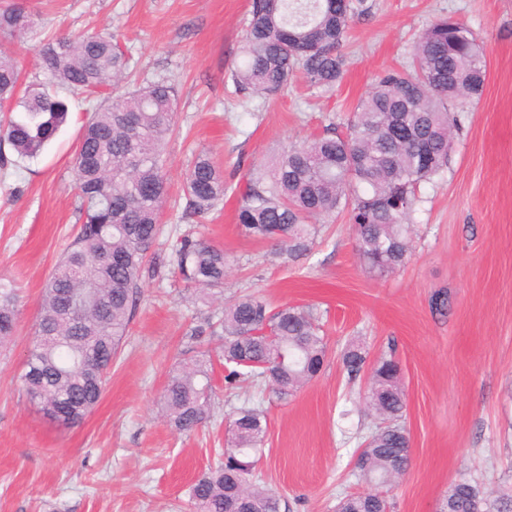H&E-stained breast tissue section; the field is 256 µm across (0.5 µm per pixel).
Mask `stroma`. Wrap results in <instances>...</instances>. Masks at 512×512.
Returning a JSON list of instances; mask_svg holds the SVG:
<instances>
[{"label": "stroma", "mask_w": 512, "mask_h": 512, "mask_svg": "<svg viewBox=\"0 0 512 512\" xmlns=\"http://www.w3.org/2000/svg\"><path fill=\"white\" fill-rule=\"evenodd\" d=\"M251 0H23L38 26L23 42L0 40L25 78L41 74L37 48L59 33L118 35L139 76L178 87L165 151L163 233L140 278L141 296L95 410L60 428L21 390L46 280L82 218L73 158L90 104L72 99L57 138L38 157L6 151L0 165V277L17 289L18 320L0 347V512H192L189 489L225 448L222 420L249 399L227 389L222 341L207 321L255 294L272 307L320 313L330 352L295 397L265 402L268 433L256 471L289 512H336L370 491L354 474L377 420L359 404L369 378L349 381L338 358L349 340L370 357L395 347L407 395L411 466L384 493L392 512H437L449 485L512 486V0H367L343 47L344 74L330 93L295 79L273 97L238 93ZM450 17L485 49L479 100L460 106L445 173L420 186L405 266L367 273L348 213L316 222L307 259L289 261L237 224L239 186L282 148L345 127L377 75L404 64L418 36ZM224 169V203L198 235L230 259L221 299L204 304L176 280L171 246L187 227L179 197L199 153ZM451 308L439 315L437 295ZM211 356L213 418L176 431L161 409L169 375Z\"/></svg>", "instance_id": "1"}]
</instances>
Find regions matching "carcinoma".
<instances>
[{
    "mask_svg": "<svg viewBox=\"0 0 512 512\" xmlns=\"http://www.w3.org/2000/svg\"><path fill=\"white\" fill-rule=\"evenodd\" d=\"M367 12L365 0H252L243 63L232 73L236 90L270 97L296 74L330 91L341 79L339 48L350 22ZM26 8L0 7V38L30 32ZM37 54L46 77L18 92L20 72L0 52V146L20 159L40 155L67 121L64 88L96 99L83 126L73 173L84 221L49 275L35 336L21 378L27 397L53 422L80 423L99 402L112 361L141 295L140 272L160 233L167 197L164 152L174 132L175 80L161 77L118 96L112 85L129 77L128 58L113 35L55 36ZM487 80L483 47L465 25L443 19L414 45L410 66L379 75L353 113L348 133L333 127L289 147L241 189V232L274 240L288 259L306 257L315 237L311 218L348 212L355 249L371 273L405 265L412 249L421 183L448 165L456 101L482 95ZM224 203V170L205 153L186 176L183 217L201 224ZM185 288L207 303L224 285V249L190 234L177 239L172 259ZM16 288L0 278V344L18 320ZM224 382L229 387H269L288 401L323 369L328 343L310 306L271 307L245 295L224 307L219 320ZM348 379L370 369L364 403L381 423L361 444L355 470L379 487L410 466L404 422L401 367L390 351L368 364V352L351 340L339 352ZM210 360L191 359L170 377L163 411L173 427L190 433L211 414ZM268 431L260 404L236 408L225 418L224 460L199 477L190 491L193 512H281L282 499L255 479ZM378 492L347 495L337 512H389ZM440 512H512V493L478 482L450 485Z\"/></svg>",
    "mask_w": 512,
    "mask_h": 512,
    "instance_id": "cac0c4a2",
    "label": "carcinoma"
}]
</instances>
